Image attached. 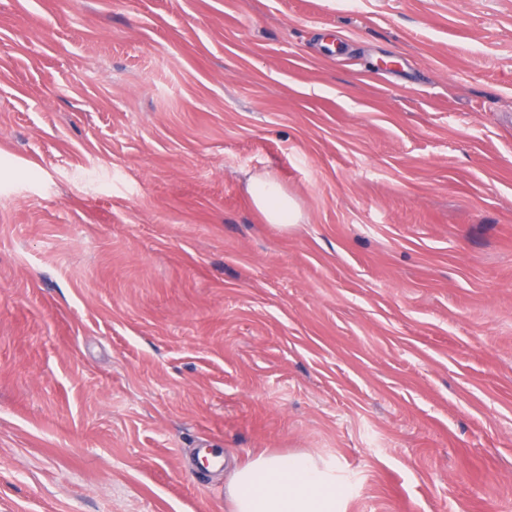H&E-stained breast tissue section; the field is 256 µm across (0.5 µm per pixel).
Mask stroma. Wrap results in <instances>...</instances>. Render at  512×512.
<instances>
[{"instance_id": "35a3bbf8", "label": "stroma", "mask_w": 512, "mask_h": 512, "mask_svg": "<svg viewBox=\"0 0 512 512\" xmlns=\"http://www.w3.org/2000/svg\"><path fill=\"white\" fill-rule=\"evenodd\" d=\"M261 452L512 512V0H0V512ZM254 206L267 223L287 225L295 223V205L271 174L254 179L248 185Z\"/></svg>"}]
</instances>
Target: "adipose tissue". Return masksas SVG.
<instances>
[{
  "label": "adipose tissue",
  "mask_w": 512,
  "mask_h": 512,
  "mask_svg": "<svg viewBox=\"0 0 512 512\" xmlns=\"http://www.w3.org/2000/svg\"><path fill=\"white\" fill-rule=\"evenodd\" d=\"M267 223L295 221V205L273 175L248 186ZM231 512H341L332 468L308 454H261L237 467L224 485Z\"/></svg>",
  "instance_id": "ef3b65f1"
}]
</instances>
